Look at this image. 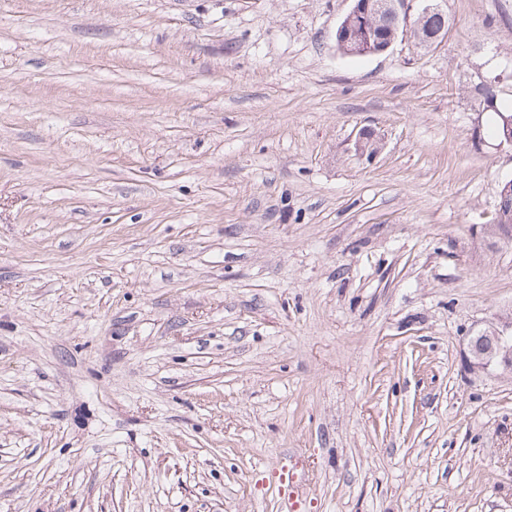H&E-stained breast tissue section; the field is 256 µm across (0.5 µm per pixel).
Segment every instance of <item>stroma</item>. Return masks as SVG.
Returning <instances> with one entry per match:
<instances>
[{
    "mask_svg": "<svg viewBox=\"0 0 512 512\" xmlns=\"http://www.w3.org/2000/svg\"><path fill=\"white\" fill-rule=\"evenodd\" d=\"M441 5L0 0V512H512V0ZM351 5L349 11L344 16L342 21L337 27V32H344L349 30L350 23L357 15L370 16L376 18L380 12L384 10H390L397 13L399 17V26L403 28L404 35L412 36L413 25L416 27L418 36L420 37V44L425 43V46H431L438 43V37L432 38L433 35L437 34L440 29V23L437 20H433L429 16H446L443 9L439 5V0H350ZM412 2H428L423 7L417 8L416 14L426 16L420 19L416 16L413 19V25L411 23V10L413 9ZM396 16L393 14L381 16L379 19H375L374 24L370 26L367 35H364L365 40L359 46L355 44H336L337 50L340 51V55L350 58H364L373 57L384 54L390 50L393 45V41L389 44L393 34V27L395 25ZM394 35V34H393ZM388 44V45H387ZM387 45V46H386ZM386 46L380 54L377 52ZM481 96H482V111L488 112L490 114L489 123L491 128L492 135L499 140V144L497 145L499 148L510 147L512 148V117H508L512 115V103L510 106L507 103H503L498 99V95L496 94L493 84L489 83L488 85L483 84L482 88H480ZM499 114H504L507 116H503ZM498 118V121H497ZM502 119V120H501ZM507 128V140L501 141L503 138V124ZM466 360L474 372L501 370L512 374V312L498 316L486 328L471 330L466 337ZM271 480L277 489L281 512H301L306 506L302 475L290 467L288 458H283L273 470Z\"/></svg>",
    "mask_w": 512,
    "mask_h": 512,
    "instance_id": "stroma-1",
    "label": "stroma"
}]
</instances>
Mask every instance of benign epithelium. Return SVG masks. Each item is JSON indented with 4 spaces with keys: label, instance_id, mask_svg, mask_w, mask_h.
<instances>
[{
    "label": "benign epithelium",
    "instance_id": "benign-epithelium-1",
    "mask_svg": "<svg viewBox=\"0 0 512 512\" xmlns=\"http://www.w3.org/2000/svg\"><path fill=\"white\" fill-rule=\"evenodd\" d=\"M349 11L337 27L339 32H347L352 19L358 15L375 18L384 10L397 13L399 26L404 35H412L411 23L412 2L414 0H350ZM375 133L370 129L358 132L354 147L361 154H373L376 146L373 140ZM466 360L474 372L500 370L512 374V312L498 316L497 321L486 328L471 330L466 337Z\"/></svg>",
    "mask_w": 512,
    "mask_h": 512
}]
</instances>
